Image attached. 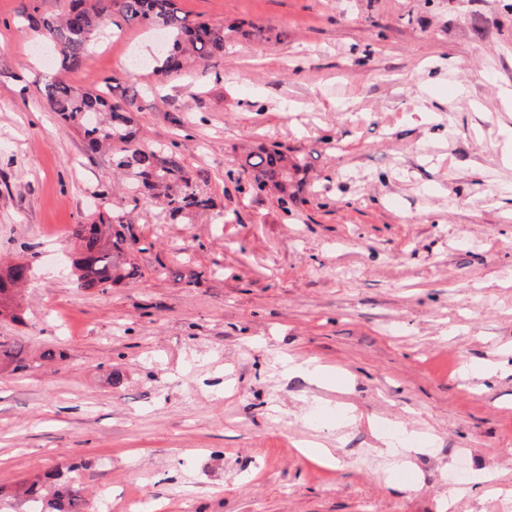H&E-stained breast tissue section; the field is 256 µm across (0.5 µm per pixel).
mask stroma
<instances>
[{
  "label": "stroma",
  "mask_w": 512,
  "mask_h": 512,
  "mask_svg": "<svg viewBox=\"0 0 512 512\" xmlns=\"http://www.w3.org/2000/svg\"><path fill=\"white\" fill-rule=\"evenodd\" d=\"M27 3L0 0V261L33 267L0 317L28 357L0 366V486L72 465L84 512H508L512 0H177L224 55L167 78L117 15L62 69ZM56 81L138 93L140 136L215 202L179 224L138 206L144 276L104 292L68 259L112 160L59 123ZM272 141L305 157L304 204L242 190L236 150ZM398 425L433 441L385 474Z\"/></svg>",
  "instance_id": "1"
}]
</instances>
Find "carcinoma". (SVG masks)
Listing matches in <instances>:
<instances>
[{"label": "carcinoma", "instance_id": "carcinoma-1", "mask_svg": "<svg viewBox=\"0 0 512 512\" xmlns=\"http://www.w3.org/2000/svg\"><path fill=\"white\" fill-rule=\"evenodd\" d=\"M84 2L68 0L67 8L57 19L37 15L38 7L34 4L21 14L39 36L46 31L52 34L49 43L59 48L60 63L66 70L82 66L101 38L105 20L114 13L153 33L165 34L168 48L154 68L162 76L180 72L188 53L205 62L224 55V28L189 20L175 0H96L89 7ZM47 98L62 122L80 130L88 151H112L117 185H127L146 201L157 204L162 221L175 223L190 212L214 207L212 197L200 190V184L207 178L182 164L177 145H150L133 129L132 111L142 110L136 104V96L121 107L112 103L105 91H82L57 82L47 88ZM235 163L248 174L246 188L250 191L272 192L284 205L305 203L295 191L297 176L307 169L305 158L288 152L284 145L274 142L268 147H244ZM72 236L77 249L70 257V266L80 287L105 290L143 277L133 253L147 250L153 244L136 235L131 213H101L92 224L74 225ZM30 273L31 268L24 263L0 271V316L21 319L17 288L29 279ZM58 480L59 474L49 471L27 486L25 494L38 503L37 512H82L78 487L64 484L51 498L42 496V488Z\"/></svg>", "mask_w": 512, "mask_h": 512}]
</instances>
